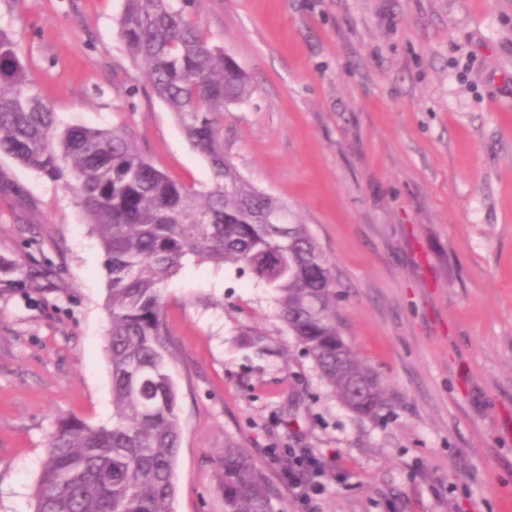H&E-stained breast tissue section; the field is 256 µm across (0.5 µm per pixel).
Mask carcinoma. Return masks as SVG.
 Wrapping results in <instances>:
<instances>
[{"label": "carcinoma", "instance_id": "carcinoma-1", "mask_svg": "<svg viewBox=\"0 0 512 512\" xmlns=\"http://www.w3.org/2000/svg\"><path fill=\"white\" fill-rule=\"evenodd\" d=\"M189 0H125L118 32L132 62L207 160L209 187L157 169L117 130L62 126L0 29V155L71 190L92 224L108 272L106 352L112 420L63 417L48 445L34 512H172L182 437L164 288L187 261L231 266L277 294L289 333L354 413L386 406L336 322V280L308 225L288 222L276 197L224 154V112L252 87L209 42ZM224 512H270L264 474L224 449Z\"/></svg>", "mask_w": 512, "mask_h": 512}]
</instances>
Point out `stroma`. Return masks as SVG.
I'll return each instance as SVG.
<instances>
[{
  "label": "stroma",
  "mask_w": 512,
  "mask_h": 512,
  "mask_svg": "<svg viewBox=\"0 0 512 512\" xmlns=\"http://www.w3.org/2000/svg\"><path fill=\"white\" fill-rule=\"evenodd\" d=\"M124 0H0L60 124L123 132L170 177L206 159L134 66ZM248 74L224 152L307 224L336 319L379 376L348 409L297 346L275 293L187 264L165 286L183 437L173 512H224V450L303 512L288 449L326 462L317 512H512V0H196ZM0 512H34L60 417L112 418L107 271L75 197L0 157ZM31 278H24V271Z\"/></svg>",
  "instance_id": "stroma-1"
}]
</instances>
